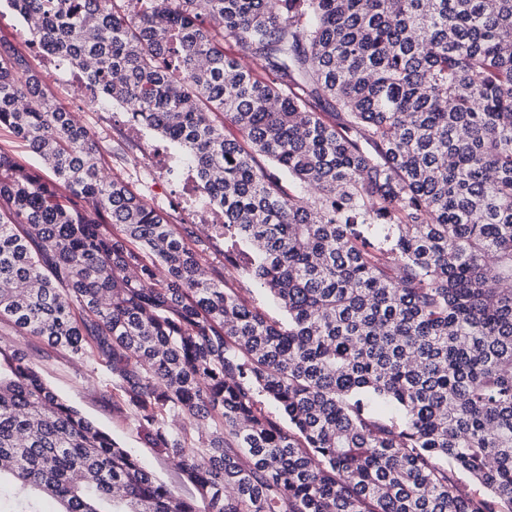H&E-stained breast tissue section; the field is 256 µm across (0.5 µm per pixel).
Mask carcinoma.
Wrapping results in <instances>:
<instances>
[{"instance_id":"1","label":"carcinoma","mask_w":512,"mask_h":512,"mask_svg":"<svg viewBox=\"0 0 512 512\" xmlns=\"http://www.w3.org/2000/svg\"><path fill=\"white\" fill-rule=\"evenodd\" d=\"M9 3L224 223L202 241L101 176L0 44V128L43 164L0 145V318L98 358L208 512H512V0ZM208 240L285 319L206 277ZM45 496L199 512L0 347V512Z\"/></svg>"}]
</instances>
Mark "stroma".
<instances>
[{
	"mask_svg": "<svg viewBox=\"0 0 512 512\" xmlns=\"http://www.w3.org/2000/svg\"><path fill=\"white\" fill-rule=\"evenodd\" d=\"M0 43L18 48L35 70L44 72L47 55L40 49L23 18L12 10L7 0H0ZM45 84L55 101L72 112L75 119L94 135L102 150L109 154V164L104 170L106 178L124 180L135 192L161 211L169 213L175 223L196 229V222L180 206V185L166 180L160 190L153 191L149 189L143 173L144 167L159 166L167 155H181V148L170 144L159 133L148 128L144 129L141 136H132L133 123L129 112L112 111L111 101H104L103 112L88 111L80 92L81 79L75 72H66L57 77L46 75ZM223 250L220 244L210 246L215 264L223 268L229 284L241 289L262 311L283 317V310L259 283L242 278L235 270L225 266ZM0 346L23 353L60 397L108 432L123 447L134 451L159 481L178 496L199 500L196 484L186 476L176 461L154 448L146 430L140 427L129 411L117 409L112 399L111 378L100 362L89 357L74 356L68 351L47 345L37 337L20 335L14 325L4 319H0Z\"/></svg>",
	"mask_w": 512,
	"mask_h": 512,
	"instance_id": "obj_1",
	"label": "stroma"
}]
</instances>
